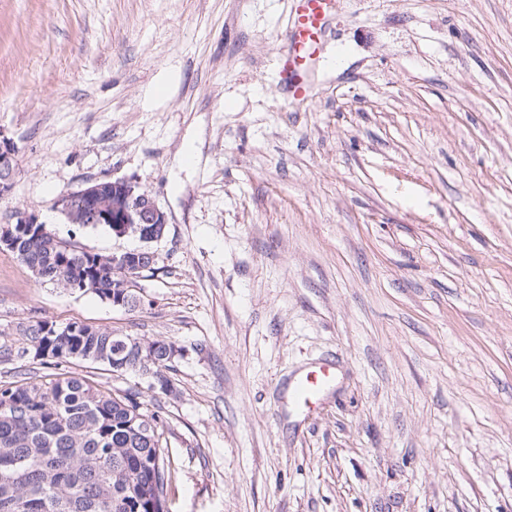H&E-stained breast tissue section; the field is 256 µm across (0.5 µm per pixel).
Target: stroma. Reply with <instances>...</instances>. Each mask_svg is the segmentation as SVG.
<instances>
[{
	"label": "stroma",
	"instance_id": "obj_1",
	"mask_svg": "<svg viewBox=\"0 0 512 512\" xmlns=\"http://www.w3.org/2000/svg\"><path fill=\"white\" fill-rule=\"evenodd\" d=\"M290 0H0L13 210L137 178L169 217L133 309L0 248V384L23 327L173 344L168 512H512V0H337L312 102L271 68ZM192 165H178L185 145ZM336 377L314 411L303 372ZM335 366L331 360H324L320 365L308 371L304 378L297 381L290 393L291 402L311 411L315 408L318 395L333 376Z\"/></svg>",
	"mask_w": 512,
	"mask_h": 512
}]
</instances>
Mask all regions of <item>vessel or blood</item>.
Returning a JSON list of instances; mask_svg holds the SVG:
<instances>
[{"label":"vessel or blood","instance_id":"obj_1","mask_svg":"<svg viewBox=\"0 0 512 512\" xmlns=\"http://www.w3.org/2000/svg\"><path fill=\"white\" fill-rule=\"evenodd\" d=\"M336 0H291L290 21L285 29L286 48H275L273 62L285 102L307 101L313 97L310 75L320 59ZM326 360L297 381L291 402L302 409H314L318 395L334 373Z\"/></svg>","mask_w":512,"mask_h":512}]
</instances>
